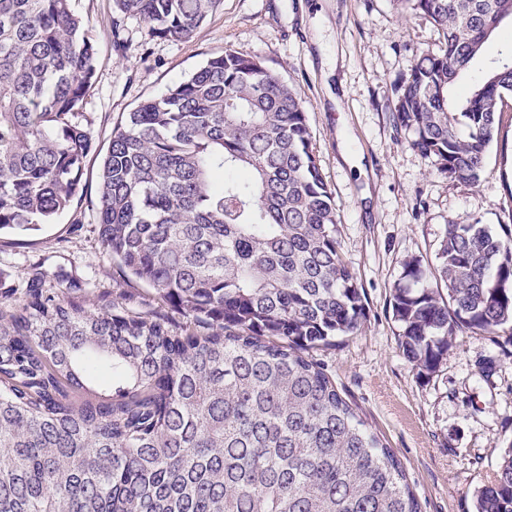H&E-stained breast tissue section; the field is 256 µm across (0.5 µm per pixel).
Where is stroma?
I'll return each instance as SVG.
<instances>
[{
    "label": "stroma",
    "mask_w": 512,
    "mask_h": 512,
    "mask_svg": "<svg viewBox=\"0 0 512 512\" xmlns=\"http://www.w3.org/2000/svg\"><path fill=\"white\" fill-rule=\"evenodd\" d=\"M72 5L98 52L83 107L92 149L78 193L54 223L0 233V299L37 265L54 287L89 285L93 299L120 294L174 315L123 282L99 242L100 161L115 124L145 99L224 50L259 58L303 100L336 205L339 251L366 297L360 329L313 357L391 448L420 512H475L476 491L494 482L512 445V335L458 332L429 373L402 353L391 301L406 263L433 272L449 224L512 231V99L499 107L479 182H451L392 121L415 54L442 41L431 20L395 0H218L185 42L152 37L143 19L118 17L113 0Z\"/></svg>",
    "instance_id": "obj_1"
}]
</instances>
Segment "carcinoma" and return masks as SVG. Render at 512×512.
Segmentation results:
<instances>
[{"label":"carcinoma","instance_id":"1","mask_svg":"<svg viewBox=\"0 0 512 512\" xmlns=\"http://www.w3.org/2000/svg\"><path fill=\"white\" fill-rule=\"evenodd\" d=\"M72 0H0V230L77 193L96 50ZM217 0H113L185 41ZM443 33L396 90L395 126L475 184L512 97V49L457 84L512 0H396ZM295 89L226 51L113 128L98 234L121 276L182 314L92 303L27 273L0 301V512H419L391 449L310 351L356 332L365 299ZM437 288H395L406 358L432 371L462 329L512 334V234L450 224ZM512 512V450L477 491Z\"/></svg>","mask_w":512,"mask_h":512}]
</instances>
